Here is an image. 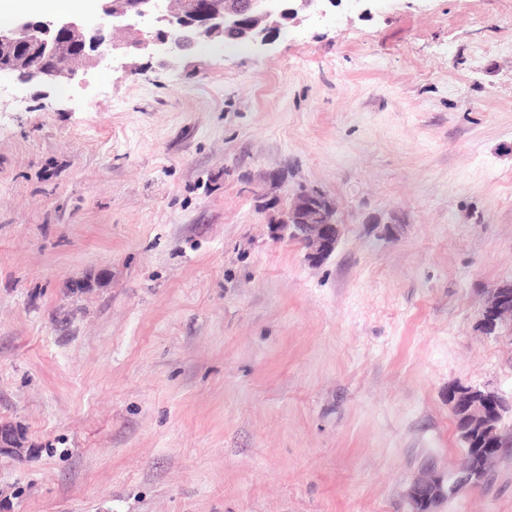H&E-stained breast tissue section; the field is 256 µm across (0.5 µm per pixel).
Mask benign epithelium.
Returning a JSON list of instances; mask_svg holds the SVG:
<instances>
[{
	"instance_id": "benign-epithelium-1",
	"label": "benign epithelium",
	"mask_w": 512,
	"mask_h": 512,
	"mask_svg": "<svg viewBox=\"0 0 512 512\" xmlns=\"http://www.w3.org/2000/svg\"><path fill=\"white\" fill-rule=\"evenodd\" d=\"M98 21L91 26L79 16L51 20L25 19L0 27V75L22 83L45 84L75 81L92 64L115 72H127L125 59L144 54L163 61L176 58L199 41L215 40L233 29L235 40L264 46L276 35L299 22L301 13L326 14L336 0H241L237 4L203 6L199 0H96ZM279 229L306 248L307 260L320 264L336 250L342 228L336 203L319 189L295 194ZM482 322L492 331L500 323L512 324V286H498L487 296ZM495 400L492 392L473 386L448 390L453 412L464 418V432L483 436L486 448H477L476 463L459 468L444 483L429 471L413 480L408 498L416 512H434V505L456 491L480 483L497 459L500 449L491 446L495 431L484 404ZM23 448L19 431L0 424V452Z\"/></svg>"
}]
</instances>
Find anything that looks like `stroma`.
<instances>
[{"label":"stroma","mask_w":512,"mask_h":512,"mask_svg":"<svg viewBox=\"0 0 512 512\" xmlns=\"http://www.w3.org/2000/svg\"><path fill=\"white\" fill-rule=\"evenodd\" d=\"M508 42L512 0H340L0 78V512H411L463 455L449 387L512 396ZM303 187L319 265L275 230ZM435 512H512V448ZM279 229L306 248L307 260L320 264L336 250L342 228L337 218L336 203L319 189H303L295 194ZM482 322L488 331L499 323L512 324V286L501 284L491 291L483 305Z\"/></svg>","instance_id":"35a3bbf8"}]
</instances>
